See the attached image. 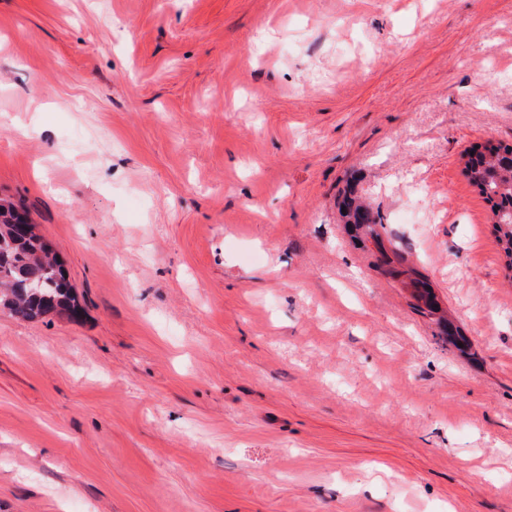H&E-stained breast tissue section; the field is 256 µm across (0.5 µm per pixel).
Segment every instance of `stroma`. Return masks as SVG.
<instances>
[{
  "mask_svg": "<svg viewBox=\"0 0 512 512\" xmlns=\"http://www.w3.org/2000/svg\"><path fill=\"white\" fill-rule=\"evenodd\" d=\"M512 0H0V512H512ZM354 190L471 342L339 211ZM464 157L467 158L465 177L489 203L491 211L500 221L493 223V228L502 244L507 266L512 268V142L477 143L469 148ZM486 166H498L501 171L499 183L492 185V191L482 177ZM34 229L24 210L0 200V309L20 320L53 311L79 315L61 260ZM412 273L415 276L412 280V297L416 301L415 308L425 314L434 313L438 305L425 277L416 271H412Z\"/></svg>",
  "mask_w": 512,
  "mask_h": 512,
  "instance_id": "1",
  "label": "stroma"
}]
</instances>
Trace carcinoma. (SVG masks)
Listing matches in <instances>:
<instances>
[{"label":"carcinoma","instance_id":"carcinoma-1","mask_svg":"<svg viewBox=\"0 0 512 512\" xmlns=\"http://www.w3.org/2000/svg\"><path fill=\"white\" fill-rule=\"evenodd\" d=\"M465 157L469 184L490 205L499 222L493 228L502 244L507 266L512 268V142L477 143ZM500 169L499 183L487 188L482 171ZM342 206L347 223L365 227L381 253H386L375 226L378 217L370 207L347 195ZM415 308L432 314L437 302L425 277L413 272ZM0 309L14 318L32 320L49 312L77 316L80 308L67 280L63 264L52 245L34 231L27 213L11 203L0 202Z\"/></svg>","mask_w":512,"mask_h":512}]
</instances>
